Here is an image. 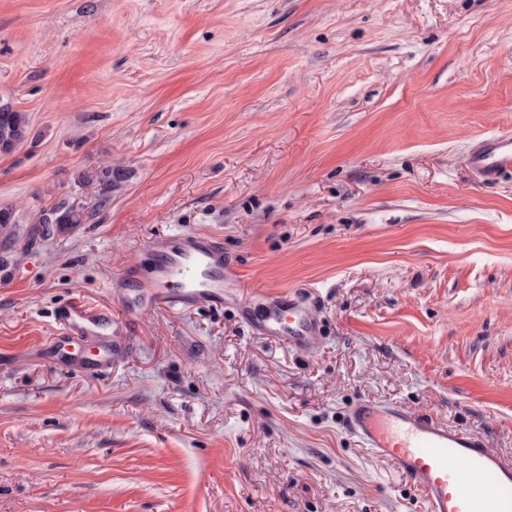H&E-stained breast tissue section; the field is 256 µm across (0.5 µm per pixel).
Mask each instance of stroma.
<instances>
[{
	"label": "stroma",
	"instance_id": "1",
	"mask_svg": "<svg viewBox=\"0 0 512 512\" xmlns=\"http://www.w3.org/2000/svg\"><path fill=\"white\" fill-rule=\"evenodd\" d=\"M1 101L31 134L0 153V512H425L361 399L512 458V171L466 164L512 130V0H0ZM61 200L83 223L26 240ZM174 232L257 313L311 305L315 346L232 287L126 316ZM72 300L129 320L101 367L51 341ZM275 311L273 317L258 320L253 314L246 317L251 326L261 335L287 338L296 346L310 348L317 339L316 322L310 311L298 306L292 299L278 295L271 299Z\"/></svg>",
	"mask_w": 512,
	"mask_h": 512
}]
</instances>
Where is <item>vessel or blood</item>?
Returning a JSON list of instances; mask_svg holds the SVG:
<instances>
[{
  "label": "vessel or blood",
  "instance_id": "1",
  "mask_svg": "<svg viewBox=\"0 0 512 512\" xmlns=\"http://www.w3.org/2000/svg\"><path fill=\"white\" fill-rule=\"evenodd\" d=\"M486 179L512 168V134L486 135L480 150L468 158ZM149 249L153 265L139 281L146 307L187 308L198 301L224 303V246L216 238L175 233L155 238ZM274 316L251 319L261 335L285 338L312 347L317 339L310 311L292 299L272 298ZM59 336H108L112 310L72 301L57 316ZM353 431L378 458L393 462L421 492L426 512H512V460L486 448L484 442L436 419L395 406L358 402L350 415Z\"/></svg>",
  "mask_w": 512,
  "mask_h": 512
}]
</instances>
